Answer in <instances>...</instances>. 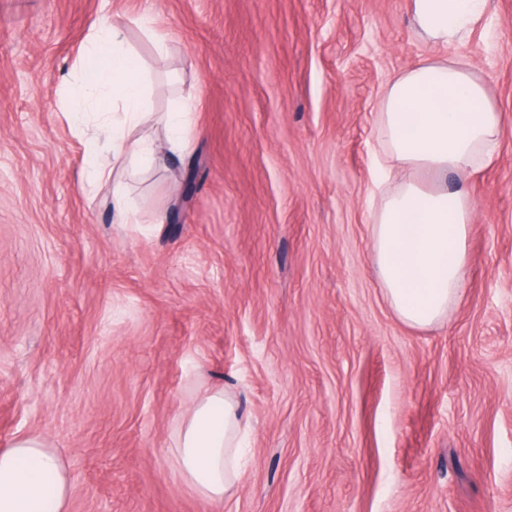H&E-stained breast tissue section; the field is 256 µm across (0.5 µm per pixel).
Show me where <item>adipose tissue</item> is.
<instances>
[{
	"label": "adipose tissue",
	"instance_id": "1",
	"mask_svg": "<svg viewBox=\"0 0 512 512\" xmlns=\"http://www.w3.org/2000/svg\"><path fill=\"white\" fill-rule=\"evenodd\" d=\"M487 0H413L415 20L431 41H463L485 16ZM79 67L82 79L61 103L75 128L94 120L96 152L82 184L86 196L112 188L118 223L132 224L137 209L122 185L113 183L117 162H152L157 147L134 138L139 127L166 130L167 149L178 154L192 133L190 112L150 106V87L125 31L93 24ZM383 143L375 188L381 203L369 214L372 263L395 315L412 328L447 318L463 298L469 265L468 235L474 205L465 188L449 189L448 176L466 180L494 162L501 114L473 65L464 60L421 62L384 88L378 112ZM432 176L424 186L419 174ZM393 190H384L389 175ZM245 418L238 403L215 392L184 420L172 450L173 463L206 499L222 504L238 483L244 464ZM69 476L45 440L28 436L0 450V512H66Z\"/></svg>",
	"mask_w": 512,
	"mask_h": 512
}]
</instances>
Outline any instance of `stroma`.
Listing matches in <instances>:
<instances>
[{
    "instance_id": "1",
    "label": "stroma",
    "mask_w": 512,
    "mask_h": 512,
    "mask_svg": "<svg viewBox=\"0 0 512 512\" xmlns=\"http://www.w3.org/2000/svg\"><path fill=\"white\" fill-rule=\"evenodd\" d=\"M167 36L158 56L135 26ZM123 22L188 151L89 199L63 119L90 25ZM469 58L502 115L471 178L463 299L428 328L384 301L367 209L395 74ZM221 389L251 428L215 505L171 450ZM37 435L67 512H512V0L462 43L411 0H0V448ZM112 210L115 213L117 223H137L135 222L137 214L136 206L120 183L112 185Z\"/></svg>"
}]
</instances>
